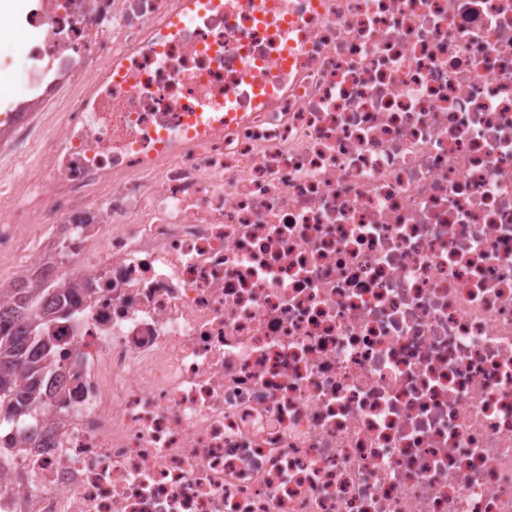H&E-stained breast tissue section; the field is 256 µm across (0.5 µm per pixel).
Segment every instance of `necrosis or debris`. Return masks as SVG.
<instances>
[{"instance_id": "necrosis-or-debris-1", "label": "necrosis or debris", "mask_w": 512, "mask_h": 512, "mask_svg": "<svg viewBox=\"0 0 512 512\" xmlns=\"http://www.w3.org/2000/svg\"><path fill=\"white\" fill-rule=\"evenodd\" d=\"M176 6L0 0V261L70 311L0 512H512V0Z\"/></svg>"}]
</instances>
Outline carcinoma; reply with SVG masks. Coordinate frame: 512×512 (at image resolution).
<instances>
[{"label":"carcinoma","instance_id":"obj_1","mask_svg":"<svg viewBox=\"0 0 512 512\" xmlns=\"http://www.w3.org/2000/svg\"><path fill=\"white\" fill-rule=\"evenodd\" d=\"M60 294L24 274L0 303V421L36 417L46 407V388L68 354L47 336L64 315Z\"/></svg>","mask_w":512,"mask_h":512}]
</instances>
